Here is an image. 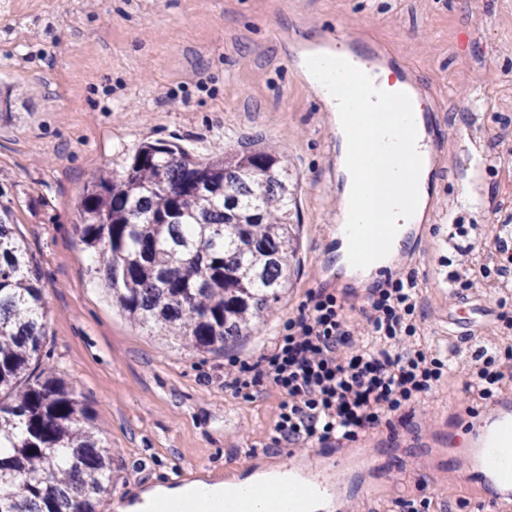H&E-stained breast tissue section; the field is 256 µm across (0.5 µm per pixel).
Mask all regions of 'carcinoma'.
I'll use <instances>...</instances> for the list:
<instances>
[{
    "label": "carcinoma",
    "instance_id": "cac0c4a2",
    "mask_svg": "<svg viewBox=\"0 0 512 512\" xmlns=\"http://www.w3.org/2000/svg\"><path fill=\"white\" fill-rule=\"evenodd\" d=\"M295 187L275 152L208 163L147 143L122 174L97 173L75 231L140 326L221 353L288 287ZM43 288L0 204V512H98L111 449L43 354Z\"/></svg>",
    "mask_w": 512,
    "mask_h": 512
}]
</instances>
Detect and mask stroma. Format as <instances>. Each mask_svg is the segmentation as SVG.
Listing matches in <instances>:
<instances>
[{
  "label": "stroma",
  "instance_id": "stroma-1",
  "mask_svg": "<svg viewBox=\"0 0 512 512\" xmlns=\"http://www.w3.org/2000/svg\"><path fill=\"white\" fill-rule=\"evenodd\" d=\"M384 46L398 76L413 75L438 102L447 141L429 196L446 223L428 226L410 267L352 272L336 216L343 175H330L340 137L305 76L298 49L330 31ZM13 110L0 117V198L45 286L44 346L59 376L90 410L112 450V481L99 512L145 483L196 480L199 468L241 471L246 451L290 459L271 441L283 396L261 385L250 396L224 386V363L252 360L309 291L335 289L348 317L365 319V287L413 276V343L447 344L456 306L444 271H462L467 295L488 315L481 334L512 346V284L490 287L476 250L496 248L512 225V0H10L0 14V88ZM178 147L197 160L216 148L272 146L297 181L295 273L288 291L249 335L224 354L132 324L112 304L73 226L89 175L120 169L143 142ZM473 164L479 204L463 200L457 167ZM480 225L479 234L457 226ZM458 362L414 410L381 417L355 442L374 463L366 484L388 491L370 512H495L461 468L466 441L488 400L467 389Z\"/></svg>",
  "mask_w": 512,
  "mask_h": 512
}]
</instances>
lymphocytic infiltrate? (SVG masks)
<instances>
[{
    "mask_svg": "<svg viewBox=\"0 0 512 512\" xmlns=\"http://www.w3.org/2000/svg\"><path fill=\"white\" fill-rule=\"evenodd\" d=\"M371 313L363 328L349 324L335 290L310 292L297 317L284 322L273 345L254 362L230 361L224 385L248 394L262 382L284 395L272 434L274 444L292 448L314 443L352 442L381 416L418 402L452 367L458 347L433 352L397 349L412 336L416 308L413 282L400 278L370 289ZM469 385L482 398L494 397L504 373L495 337L471 345Z\"/></svg>",
    "mask_w": 512,
    "mask_h": 512,
    "instance_id": "obj_1",
    "label": "lymphocytic infiltrate"
}]
</instances>
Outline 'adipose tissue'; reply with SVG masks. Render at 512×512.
Returning <instances> with one entry per match:
<instances>
[{
    "instance_id": "1",
    "label": "adipose tissue",
    "mask_w": 512,
    "mask_h": 512,
    "mask_svg": "<svg viewBox=\"0 0 512 512\" xmlns=\"http://www.w3.org/2000/svg\"><path fill=\"white\" fill-rule=\"evenodd\" d=\"M309 78L336 114L341 135L340 170L345 179L344 204L338 221L341 249L347 258L366 259L384 255L398 242L399 228L421 215L426 195L427 174L415 166L412 148L419 125L417 112L398 101L399 82L391 81L388 71L375 79L377 100L363 108L348 81V59L344 56L314 58L307 64ZM366 111L375 129L369 139H361L357 128L347 120L348 113ZM368 163L366 181L355 178L361 163ZM385 203L377 210L367 203L375 197ZM299 489L278 487L273 493L257 492L251 485H240L220 503V512H237L240 503H249L251 512H297Z\"/></svg>"
}]
</instances>
